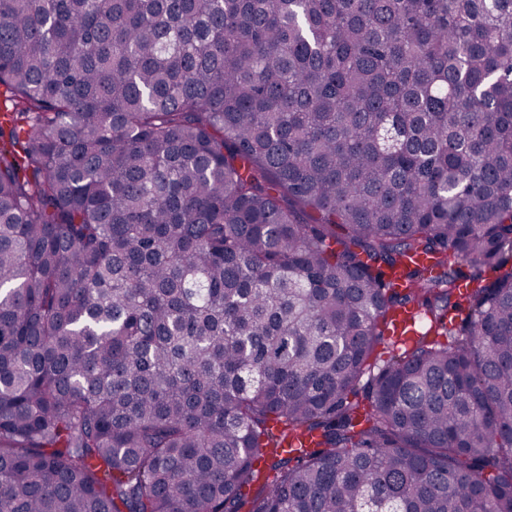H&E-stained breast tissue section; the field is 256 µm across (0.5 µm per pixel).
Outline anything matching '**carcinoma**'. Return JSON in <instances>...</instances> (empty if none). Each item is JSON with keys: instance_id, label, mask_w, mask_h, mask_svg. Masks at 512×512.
Masks as SVG:
<instances>
[{"instance_id": "carcinoma-1", "label": "carcinoma", "mask_w": 512, "mask_h": 512, "mask_svg": "<svg viewBox=\"0 0 512 512\" xmlns=\"http://www.w3.org/2000/svg\"><path fill=\"white\" fill-rule=\"evenodd\" d=\"M0 512H512V0H0Z\"/></svg>"}]
</instances>
